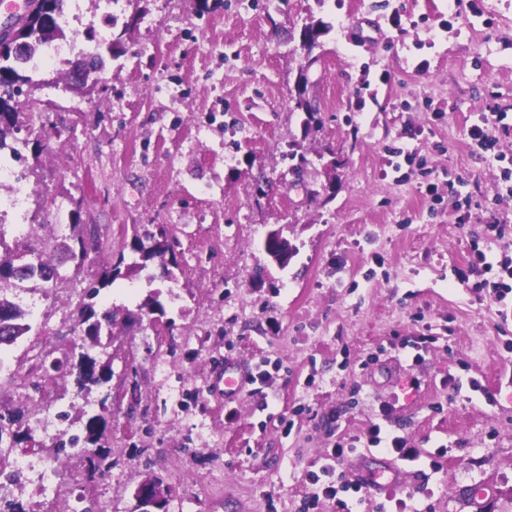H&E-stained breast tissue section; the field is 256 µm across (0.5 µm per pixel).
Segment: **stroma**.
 Returning a JSON list of instances; mask_svg holds the SVG:
<instances>
[{
  "instance_id": "35a3bbf8",
  "label": "stroma",
  "mask_w": 512,
  "mask_h": 512,
  "mask_svg": "<svg viewBox=\"0 0 512 512\" xmlns=\"http://www.w3.org/2000/svg\"><path fill=\"white\" fill-rule=\"evenodd\" d=\"M124 13L138 20L106 79L75 89L64 69L45 75L56 94L23 88L27 124L56 140L21 150L27 222L79 212L129 261L134 232L163 231L178 263L148 262L96 299L100 312L134 311L155 293L165 309L115 332L138 374L113 360L111 385L137 392L110 408V472L76 463L46 499L25 488L15 498L28 512H133L151 478L168 491L166 512H299L307 472L386 410L412 447L447 451L435 468L401 472L365 512L390 499L512 512V318L456 276L474 244L512 256V227L487 236L500 164L466 138L488 106L512 113V0H127ZM394 13L402 30L388 25ZM318 19L332 29L308 72L321 125L305 138L291 98L297 36ZM300 138L315 160L298 185L288 145ZM405 145L420 164L396 156ZM262 178L273 188L260 196ZM468 200L471 219L458 223ZM274 229L297 250L284 269L263 248ZM106 263L63 259L57 315L32 319L12 356L60 357ZM421 335L434 342L408 365L402 347ZM219 356L249 370L267 360L263 392L217 400ZM9 376L0 409L34 424L46 458L56 411L100 413L108 388L79 398L71 373L36 389ZM478 484L494 493L476 510L466 492Z\"/></svg>"
}]
</instances>
